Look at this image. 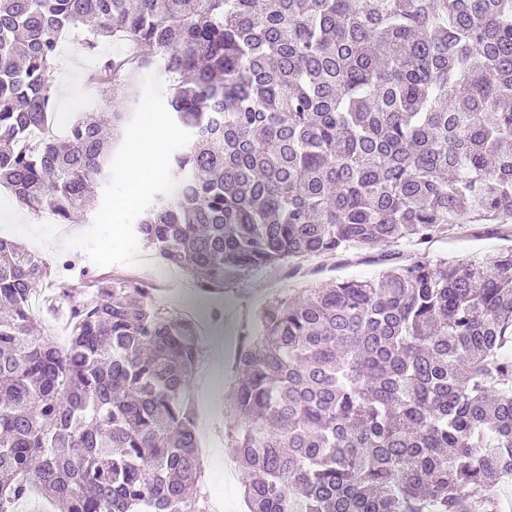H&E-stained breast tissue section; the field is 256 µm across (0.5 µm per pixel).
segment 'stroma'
Wrapping results in <instances>:
<instances>
[{"instance_id":"1","label":"stroma","mask_w":512,"mask_h":512,"mask_svg":"<svg viewBox=\"0 0 512 512\" xmlns=\"http://www.w3.org/2000/svg\"><path fill=\"white\" fill-rule=\"evenodd\" d=\"M96 63L95 57L80 52L74 40L62 45L61 60L53 75L55 83L67 86L70 97H83L86 78ZM141 117H134L125 127L112 155V165L105 182L97 190V202L86 223L70 227V235L59 238L32 214L23 219L0 221V236L29 245L37 256L58 264L69 262L73 281L86 276H104L131 271L151 279L154 248L138 240L135 227L142 209L150 203L155 191L178 181L180 174L171 163L172 155L186 143L180 134H173L162 147L161 171L151 177L145 189L135 199H127V143L141 131ZM500 241L490 225L473 224L466 237L437 243L432 252L449 259L475 257L498 248ZM385 247L372 246L360 251L357 261L340 254L329 261L307 258L300 263H284L274 273L262 271L235 283L220 295H207L195 288L183 271L165 281L157 296L169 310L186 306L207 329L197 367L208 374V387H194L193 397L205 424L201 441L205 448L201 456L204 468L202 491L211 504L209 512H247L241 494L243 472L236 461L228 439L235 428L232 417L224 411V397L235 380V355L243 341L249 317L255 309L272 298L287 294L289 288L302 287L341 275L354 278L376 276L383 267ZM47 301L35 307L34 314L42 335L51 336L59 344H67L66 317L58 303L54 285L40 288Z\"/></svg>"}]
</instances>
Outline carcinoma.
Listing matches in <instances>:
<instances>
[{
	"instance_id": "carcinoma-1",
	"label": "carcinoma",
	"mask_w": 512,
	"mask_h": 512,
	"mask_svg": "<svg viewBox=\"0 0 512 512\" xmlns=\"http://www.w3.org/2000/svg\"><path fill=\"white\" fill-rule=\"evenodd\" d=\"M99 56L56 115L63 38ZM169 81L179 183L135 227L209 294L291 259L512 224V0H0V187L71 224L92 207L141 79ZM370 279L259 306L229 397L248 512H501L512 475V245L424 250ZM0 238V512H207L191 379L196 325L154 289L79 293ZM54 277L69 340L37 336Z\"/></svg>"
}]
</instances>
